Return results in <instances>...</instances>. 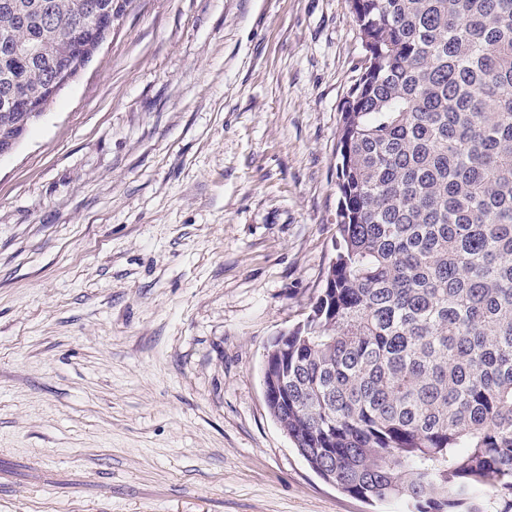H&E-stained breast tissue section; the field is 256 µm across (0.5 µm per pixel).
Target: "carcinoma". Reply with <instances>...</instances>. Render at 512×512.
<instances>
[{"label": "carcinoma", "instance_id": "carcinoma-1", "mask_svg": "<svg viewBox=\"0 0 512 512\" xmlns=\"http://www.w3.org/2000/svg\"><path fill=\"white\" fill-rule=\"evenodd\" d=\"M112 0H0V146L66 28ZM364 50L340 107L337 237L279 365L282 430L321 477L412 512L512 509V0H349Z\"/></svg>", "mask_w": 512, "mask_h": 512}]
</instances>
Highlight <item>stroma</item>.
I'll return each mask as SVG.
<instances>
[{
  "label": "stroma",
  "mask_w": 512,
  "mask_h": 512,
  "mask_svg": "<svg viewBox=\"0 0 512 512\" xmlns=\"http://www.w3.org/2000/svg\"><path fill=\"white\" fill-rule=\"evenodd\" d=\"M0 157V512H406L313 472L267 348L336 236L347 0H113ZM85 27L90 32V36L86 42L81 41L77 44L75 49L82 58H86L90 53V59L112 32V10L103 13L98 11L95 5H90Z\"/></svg>",
  "instance_id": "35a3bbf8"
}]
</instances>
